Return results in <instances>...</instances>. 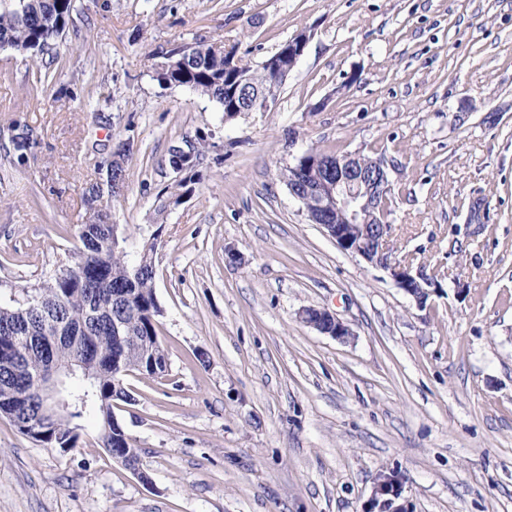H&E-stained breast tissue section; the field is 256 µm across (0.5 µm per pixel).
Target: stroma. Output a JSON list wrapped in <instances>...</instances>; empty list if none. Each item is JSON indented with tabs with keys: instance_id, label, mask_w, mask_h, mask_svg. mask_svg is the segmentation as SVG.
Instances as JSON below:
<instances>
[{
	"instance_id": "1",
	"label": "stroma",
	"mask_w": 512,
	"mask_h": 512,
	"mask_svg": "<svg viewBox=\"0 0 512 512\" xmlns=\"http://www.w3.org/2000/svg\"><path fill=\"white\" fill-rule=\"evenodd\" d=\"M302 31L266 112L155 77L185 44L254 66ZM127 139L101 206L128 251L158 237L168 370L114 409L148 479L94 420L63 451L0 416V512H369L383 472L405 512H512V0H74L49 52L0 48L1 305L71 263ZM176 147L200 154L183 187ZM312 150L386 161L392 260L442 273L425 305L290 194ZM299 318L320 333L336 340L346 341L352 335L350 328L343 321L325 309H303Z\"/></svg>"
}]
</instances>
